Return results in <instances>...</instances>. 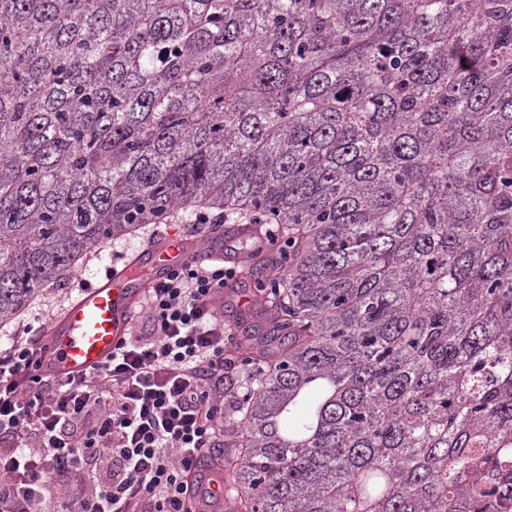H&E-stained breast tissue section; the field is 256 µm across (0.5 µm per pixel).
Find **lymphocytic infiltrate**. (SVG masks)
Instances as JSON below:
<instances>
[{
    "mask_svg": "<svg viewBox=\"0 0 512 512\" xmlns=\"http://www.w3.org/2000/svg\"><path fill=\"white\" fill-rule=\"evenodd\" d=\"M223 263L184 262L143 298L147 335L129 331L95 371L49 370L48 345L19 326L0 349V512H196L194 480L224 445Z\"/></svg>",
    "mask_w": 512,
    "mask_h": 512,
    "instance_id": "f902f5d3",
    "label": "lymphocytic infiltrate"
}]
</instances>
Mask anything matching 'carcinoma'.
<instances>
[{"instance_id":"cac0c4a2","label":"carcinoma","mask_w":512,"mask_h":512,"mask_svg":"<svg viewBox=\"0 0 512 512\" xmlns=\"http://www.w3.org/2000/svg\"><path fill=\"white\" fill-rule=\"evenodd\" d=\"M201 206L233 512H512V0H0V324Z\"/></svg>"}]
</instances>
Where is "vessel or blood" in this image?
Listing matches in <instances>:
<instances>
[{
  "label": "vessel or blood",
  "instance_id": "vessel-or-blood-1",
  "mask_svg": "<svg viewBox=\"0 0 512 512\" xmlns=\"http://www.w3.org/2000/svg\"><path fill=\"white\" fill-rule=\"evenodd\" d=\"M223 259L221 247L189 243L177 247L168 242L164 232H157L139 260L149 278H142L128 265L112 269L104 281L81 292L50 329V360L55 371L75 375L106 361L126 336L151 281L165 278L187 260L203 264Z\"/></svg>",
  "mask_w": 512,
  "mask_h": 512
}]
</instances>
